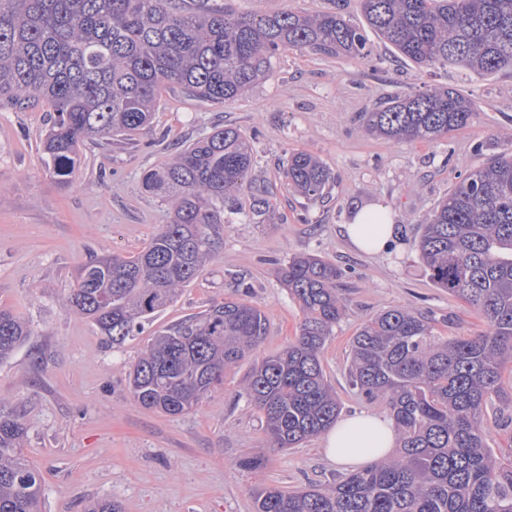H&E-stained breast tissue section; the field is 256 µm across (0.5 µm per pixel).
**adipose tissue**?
<instances>
[{"mask_svg":"<svg viewBox=\"0 0 512 512\" xmlns=\"http://www.w3.org/2000/svg\"><path fill=\"white\" fill-rule=\"evenodd\" d=\"M360 251L386 249L394 235L391 211L382 205L357 210L344 227ZM397 442L392 418L384 414H357L339 419L324 436V453L335 465L359 469L384 458Z\"/></svg>","mask_w":512,"mask_h":512,"instance_id":"ef3b65f1","label":"adipose tissue"}]
</instances>
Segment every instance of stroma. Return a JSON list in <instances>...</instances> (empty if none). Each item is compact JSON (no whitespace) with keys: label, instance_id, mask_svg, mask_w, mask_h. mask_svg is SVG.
<instances>
[{"label":"stroma","instance_id":"stroma-1","mask_svg":"<svg viewBox=\"0 0 512 512\" xmlns=\"http://www.w3.org/2000/svg\"><path fill=\"white\" fill-rule=\"evenodd\" d=\"M214 2L248 15L314 16L333 6L332 0ZM371 43L366 59L284 51L265 79L222 104L166 87L152 125L134 140L86 141L65 187L46 171L41 153L50 112L0 110V305L33 331L0 363V412L27 427L24 454L43 478V512H85L102 498L119 501L122 512H254L264 488L292 491L342 477L325 459L322 437L270 447L262 414L244 394L253 366L292 341L301 321L277 277L293 256L314 255L341 272L344 316L321 351L341 415L387 410L348 377L352 339L376 314L409 308L448 338L485 331L474 307L433 284L417 242L422 220L461 174L512 143V70L482 76L421 66L379 38ZM439 86L472 100L475 115L466 128L431 142H396L364 130L363 113L385 98ZM218 124L247 135L255 164L248 187L224 206L217 253L140 334L113 346L91 320L65 308L76 269L93 254L128 256L147 246L169 223L171 206L143 190L142 174L168 164ZM299 151L329 169L323 198L310 201L289 189L282 164ZM258 189L267 190L270 203L262 216L252 212ZM374 203L391 209L395 231L386 250L367 254L347 241L341 226L353 209ZM241 297L265 314L267 333L225 370L223 385L196 410L175 417L132 398L127 375L152 336ZM256 456L264 466L240 467L241 459Z\"/></svg>","mask_w":512,"mask_h":512}]
</instances>
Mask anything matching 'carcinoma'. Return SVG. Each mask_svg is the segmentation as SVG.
Masks as SVG:
<instances>
[{"mask_svg": "<svg viewBox=\"0 0 512 512\" xmlns=\"http://www.w3.org/2000/svg\"><path fill=\"white\" fill-rule=\"evenodd\" d=\"M369 29L336 9L255 16L199 0H0V108L50 106L44 161L71 182L79 148L96 136H133L150 126L161 88L223 103L268 75L283 50L366 58L368 32L419 65L483 75L512 69V0H362ZM473 102L452 88L396 94L367 113L365 128L394 140L434 141L467 127ZM254 157L232 126L187 146L142 176L145 191L171 203V221L129 257L82 263L68 312L121 344L165 309L215 255L224 201L243 192ZM283 176L316 200L328 168L306 152L289 155ZM419 258L431 281L477 309L487 331L444 338L424 317L393 308L352 341L349 377L386 402L398 454L331 486L265 488L256 512H512V457L487 442L489 403H512L504 372L512 361V150L466 170L420 225ZM302 313L295 340L257 363L246 395L262 411L273 448H295L333 425L340 412L320 354L341 320L336 266L297 255L278 269ZM254 305L226 300L151 339L128 374L133 399L180 416L224 381V369L262 341ZM32 336L26 320L0 306V362ZM23 422L0 414V512H41L43 480L23 455Z\"/></svg>", "mask_w": 512, "mask_h": 512, "instance_id": "obj_1", "label": "carcinoma"}]
</instances>
